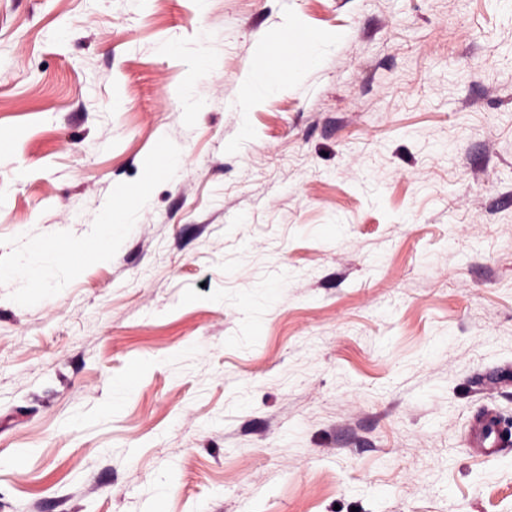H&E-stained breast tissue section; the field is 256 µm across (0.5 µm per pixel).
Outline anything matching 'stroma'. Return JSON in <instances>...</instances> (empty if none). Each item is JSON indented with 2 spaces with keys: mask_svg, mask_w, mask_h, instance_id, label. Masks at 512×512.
Here are the masks:
<instances>
[{
  "mask_svg": "<svg viewBox=\"0 0 512 512\" xmlns=\"http://www.w3.org/2000/svg\"><path fill=\"white\" fill-rule=\"evenodd\" d=\"M1 135L6 272L176 168L0 277V512H512V0H0ZM309 35L303 30H289L282 38L279 48L268 59V50L263 52L260 59L266 76L273 81L283 80L288 71L299 66L303 61L302 47L308 42ZM155 152L158 174H165L168 170V166L170 172L173 162L168 158V155L163 149V145H158ZM157 172L154 163H152L147 177L139 184L134 196L121 194V196L118 197L116 205L112 208V218L108 221L109 233L107 238L109 248L107 251L101 252L99 254L100 257H105L108 252L112 250V238L117 237L126 228L127 216L134 205V201L136 199L140 201L147 199L153 182L158 178ZM71 248V255L68 258H61L55 254H46L42 249H39L37 256L29 257L25 259L23 263L14 269L3 271L0 270L1 278L6 276H13L17 273L24 274L28 279L32 281H38L43 277L44 271L40 259L44 256H50L53 261L60 265H73L77 259V252L81 249V245L77 243H69ZM510 443L511 438L500 429L495 416L482 414L476 418L472 429L473 448L485 455H493Z\"/></svg>",
  "mask_w": 512,
  "mask_h": 512,
  "instance_id": "stroma-1",
  "label": "stroma"
}]
</instances>
